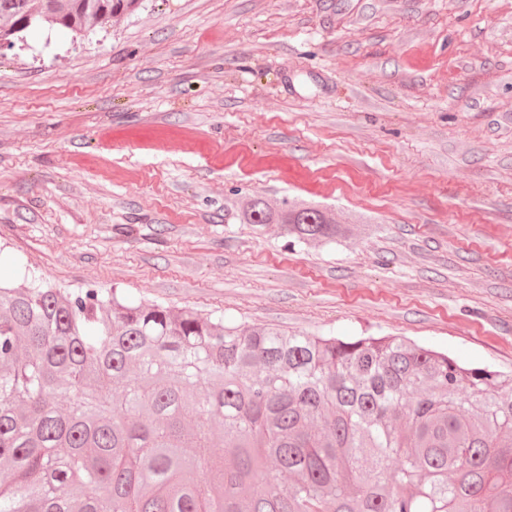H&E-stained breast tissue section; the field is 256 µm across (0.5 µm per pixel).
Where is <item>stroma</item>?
Listing matches in <instances>:
<instances>
[{
  "mask_svg": "<svg viewBox=\"0 0 512 512\" xmlns=\"http://www.w3.org/2000/svg\"><path fill=\"white\" fill-rule=\"evenodd\" d=\"M311 198L373 230L288 247ZM512 380V0H142L0 57V277ZM240 224H254L262 228L267 224H279L288 238L295 242L321 246L339 244L352 232L350 224H336L330 214L312 202L271 206L264 198L254 196L236 214Z\"/></svg>",
  "mask_w": 512,
  "mask_h": 512,
  "instance_id": "35a3bbf8",
  "label": "stroma"
}]
</instances>
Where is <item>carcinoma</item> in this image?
I'll use <instances>...</instances> for the list:
<instances>
[{"label":"carcinoma","mask_w":512,"mask_h":512,"mask_svg":"<svg viewBox=\"0 0 512 512\" xmlns=\"http://www.w3.org/2000/svg\"><path fill=\"white\" fill-rule=\"evenodd\" d=\"M137 3L0 0V42L43 24L78 35ZM236 217L305 245L352 232L312 202L255 196ZM496 378L396 337L243 330L113 289L0 282V512H512Z\"/></svg>","instance_id":"carcinoma-1"}]
</instances>
